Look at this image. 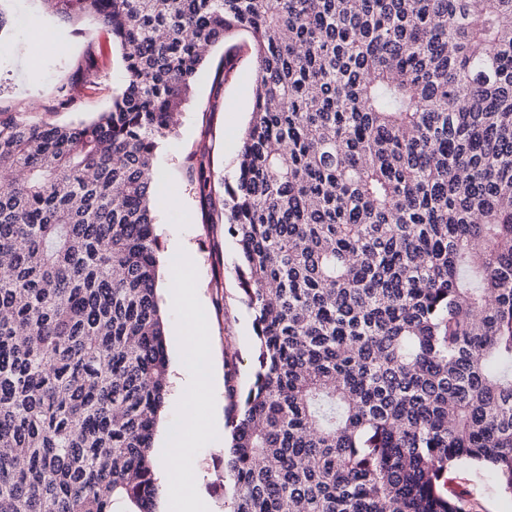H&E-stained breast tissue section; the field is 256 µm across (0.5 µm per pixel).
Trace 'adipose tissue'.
Listing matches in <instances>:
<instances>
[{
  "mask_svg": "<svg viewBox=\"0 0 512 512\" xmlns=\"http://www.w3.org/2000/svg\"><path fill=\"white\" fill-rule=\"evenodd\" d=\"M206 328L202 317L187 310L178 329V338L193 363V373L183 398L190 401L214 385L210 359L205 351ZM214 430V422L197 408L191 407L184 415L178 433L167 446L164 457L163 481L168 490L167 512H200L194 497L192 479L183 465L184 458Z\"/></svg>",
  "mask_w": 512,
  "mask_h": 512,
  "instance_id": "adipose-tissue-1",
  "label": "adipose tissue"
}]
</instances>
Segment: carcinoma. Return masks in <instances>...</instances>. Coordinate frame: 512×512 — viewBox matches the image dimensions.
Masks as SVG:
<instances>
[{"mask_svg":"<svg viewBox=\"0 0 512 512\" xmlns=\"http://www.w3.org/2000/svg\"><path fill=\"white\" fill-rule=\"evenodd\" d=\"M39 2L124 79L90 121H0V512H156L154 161L237 30L236 169L196 161L256 335L231 512H470L463 465L512 496V0Z\"/></svg>","mask_w":512,"mask_h":512,"instance_id":"1","label":"carcinoma"}]
</instances>
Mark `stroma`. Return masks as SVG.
I'll use <instances>...</instances> for the list:
<instances>
[{"instance_id": "35a3bbf8", "label": "stroma", "mask_w": 512, "mask_h": 512, "mask_svg": "<svg viewBox=\"0 0 512 512\" xmlns=\"http://www.w3.org/2000/svg\"><path fill=\"white\" fill-rule=\"evenodd\" d=\"M11 31L0 37V120L24 115L32 122L68 124L89 120L106 109L123 79L118 48L95 24L75 31L72 24L42 13L38 0H11ZM40 35L33 60L16 57L11 48ZM240 52L227 74L203 67L192 81L173 134L161 146L157 173L156 225L159 238L158 303L166 324L169 358L177 356V331L182 312L167 283L187 279L208 324V351L217 384L203 399L228 415L253 371L256 337L243 302L237 265L238 246L223 224H212V206L198 189L189 157L203 159L213 179L231 177L241 137L252 111L256 66L249 37L233 39ZM102 51L106 65L95 94L82 89L85 60ZM229 430L217 428L187 458L196 477L195 490L208 512H230L231 493L224 487V449ZM448 485L468 500L472 512H512V497L501 494L489 478L471 467L448 474Z\"/></svg>"}]
</instances>
